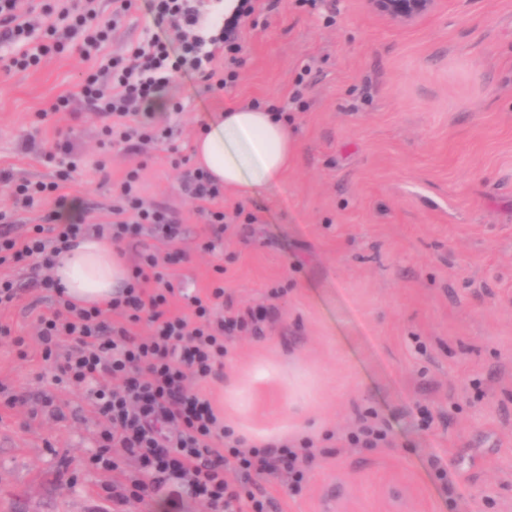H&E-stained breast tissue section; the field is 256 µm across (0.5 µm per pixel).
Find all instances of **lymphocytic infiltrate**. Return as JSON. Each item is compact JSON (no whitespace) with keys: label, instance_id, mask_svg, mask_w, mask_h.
Wrapping results in <instances>:
<instances>
[{"label":"lymphocytic infiltrate","instance_id":"lymphocytic-infiltrate-1","mask_svg":"<svg viewBox=\"0 0 512 512\" xmlns=\"http://www.w3.org/2000/svg\"><path fill=\"white\" fill-rule=\"evenodd\" d=\"M206 2L153 0L157 34L110 54L105 47L134 0H112V20L105 24L96 21V0L57 11L44 7L47 39L33 48L27 45L33 29L21 14L24 0H0V38L20 47L0 68L37 67L49 55L63 52L69 41H77L79 53L91 63L79 94L108 117L102 131L105 144L138 155L165 143L177 156L181 148L174 142L176 129L172 123L156 122L155 104L169 98L170 113L180 114L181 103L170 97L177 72L197 76L214 94L235 82L224 60L240 52V21L255 10V0H237L233 13L206 38L200 34L209 17ZM143 169L136 164L118 183L112 218L105 224L72 207L64 193L76 165L49 183L16 184L15 210L32 209L50 196L55 208L21 236L14 235L11 216L0 212V266L26 269L35 283L54 289L51 270L77 238L106 235L120 244L147 231L161 244L173 246L180 237L178 218L165 207L146 204ZM183 190L196 201L207 224L222 228L226 214L217 203L224 189L206 170L190 171ZM175 297L183 300V313L169 312ZM106 308L115 314L114 322L102 320ZM106 308L79 306L57 291L53 311L39 319L38 340L56 381L93 388L90 401L100 421L101 450L91 464L107 473L119 469V461L108 454L119 448L136 466L127 483L112 488L118 505L144 501L174 482L186 487L205 512H270L272 501L258 488L257 477L281 478L292 489L301 487L317 457L311 438L296 445L247 444L225 425L209 398L187 385L188 378L203 382L223 368L227 343L235 333L262 335L273 308L234 306L220 285L188 293L161 271L157 254L148 249L139 254L129 282ZM142 322L149 326L148 335L136 331ZM63 338L71 339L72 347L60 358L56 347Z\"/></svg>","mask_w":512,"mask_h":512}]
</instances>
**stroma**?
<instances>
[{
	"instance_id": "35a3bbf8",
	"label": "stroma",
	"mask_w": 512,
	"mask_h": 512,
	"mask_svg": "<svg viewBox=\"0 0 512 512\" xmlns=\"http://www.w3.org/2000/svg\"><path fill=\"white\" fill-rule=\"evenodd\" d=\"M150 5L136 0L109 51L154 33ZM257 6L230 89L177 76V142L191 154L211 112L286 107L297 148L280 188L225 192L217 233L181 190L186 166L162 145L144 158L145 199L181 221L184 257L165 273L203 291L220 265L235 305L278 309L263 336H235L200 390L225 423L273 441L339 439L365 412L388 427L386 447L317 457L300 493L261 480L275 512H512V0H442L412 27L363 0ZM86 67L73 50L0 69V211L14 183L55 180L66 158L45 155L65 137L79 164L67 194L108 221L133 161L102 146L108 119L77 95ZM64 94L69 110L40 122ZM239 206L256 223L233 219ZM9 275L20 291L0 308V512H112V486L135 466H90L88 393L54 382L37 338L54 294ZM433 455L460 498L442 493Z\"/></svg>"
}]
</instances>
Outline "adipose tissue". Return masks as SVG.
<instances>
[{
  "label": "adipose tissue",
  "instance_id": "adipose-tissue-1",
  "mask_svg": "<svg viewBox=\"0 0 512 512\" xmlns=\"http://www.w3.org/2000/svg\"><path fill=\"white\" fill-rule=\"evenodd\" d=\"M294 140L287 124L267 108L237 107L212 116L200 130L195 167L225 188L248 197L280 186ZM129 266L110 240L89 236L60 256L54 276L73 301L104 305L124 285Z\"/></svg>",
  "mask_w": 512,
  "mask_h": 512
}]
</instances>
